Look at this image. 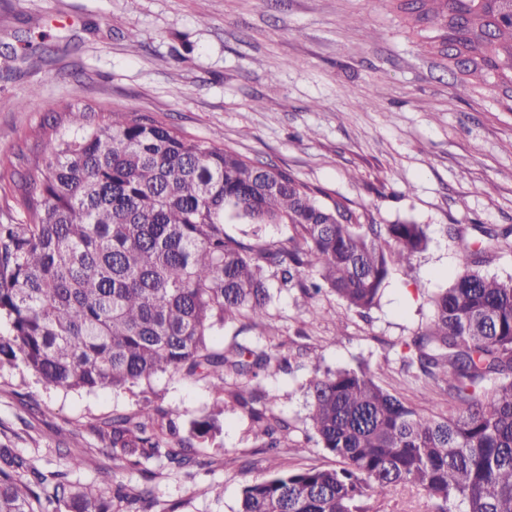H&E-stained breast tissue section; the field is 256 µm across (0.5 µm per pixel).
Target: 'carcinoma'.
<instances>
[{"mask_svg":"<svg viewBox=\"0 0 512 512\" xmlns=\"http://www.w3.org/2000/svg\"><path fill=\"white\" fill-rule=\"evenodd\" d=\"M398 9L413 24L434 21L457 88L512 90V0H418ZM47 155L15 184L21 219L0 224V370L23 367L46 388L130 389L159 373L241 381L230 409L247 412L263 473L242 487L237 512H373L400 488H416L426 512H512V276L482 271L485 249L464 256L432 314L405 343L421 399L436 391L448 412L432 413L379 381L364 362L323 370L303 389L308 424L334 467L284 471L288 420L261 390L285 358L236 342L220 352L209 336L227 323L268 315L272 290L335 294L365 317L395 266L429 243L426 226L377 224L367 210L329 205L277 165L259 166L219 143H202L155 117L111 112L90 124L68 108L41 126ZM227 224L251 230L233 237ZM284 224L288 244L263 238ZM486 245L512 250V228L482 229ZM176 432L160 408L112 414V461L163 458L186 472L195 444L214 442L213 415ZM114 481L86 491L40 471L0 443V512H149Z\"/></svg>","mask_w":512,"mask_h":512,"instance_id":"cac0c4a2","label":"carcinoma"}]
</instances>
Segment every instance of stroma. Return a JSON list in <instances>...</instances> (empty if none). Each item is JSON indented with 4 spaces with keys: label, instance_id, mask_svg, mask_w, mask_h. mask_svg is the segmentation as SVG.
Masks as SVG:
<instances>
[{
    "label": "stroma",
    "instance_id": "35a3bbf8",
    "mask_svg": "<svg viewBox=\"0 0 512 512\" xmlns=\"http://www.w3.org/2000/svg\"><path fill=\"white\" fill-rule=\"evenodd\" d=\"M399 0H0V224L20 211L13 183L44 158L34 135L64 108L138 112L195 139L218 141L319 187L325 201L367 209L376 223L426 225L428 250L395 268L369 318L335 294L327 319L297 290L275 293L268 316L242 332L226 325L213 348L256 344L290 358L261 380L290 424L281 468L335 466L305 420L312 364L367 361L404 395L415 389L400 362L430 299L459 270L455 228L471 243L481 228L512 226V101L482 87L458 94L436 25L411 26ZM150 399L181 425L218 413L223 431L197 446L191 472L151 460L113 470L101 429L131 412L130 392L47 390L23 369L0 370V442L62 472L80 488L118 479L150 486L175 512H236L242 486L261 474L244 411L220 413L210 380L163 373ZM84 451L69 467L66 448Z\"/></svg>",
    "mask_w": 512,
    "mask_h": 512
}]
</instances>
